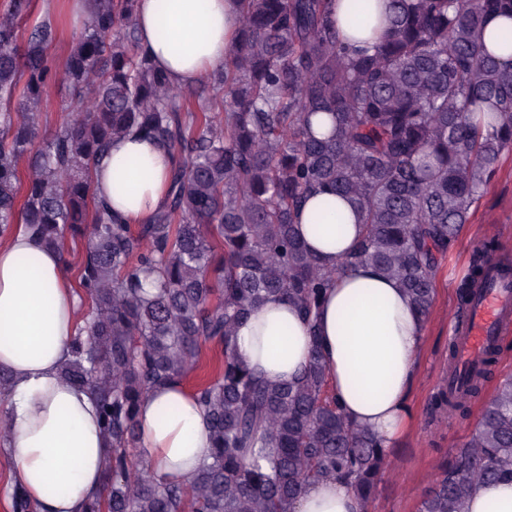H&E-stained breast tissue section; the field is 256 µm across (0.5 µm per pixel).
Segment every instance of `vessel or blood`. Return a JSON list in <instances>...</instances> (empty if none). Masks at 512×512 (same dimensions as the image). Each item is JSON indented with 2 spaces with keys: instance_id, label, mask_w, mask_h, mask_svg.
Here are the masks:
<instances>
[{
  "instance_id": "vessel-or-blood-1",
  "label": "vessel or blood",
  "mask_w": 512,
  "mask_h": 512,
  "mask_svg": "<svg viewBox=\"0 0 512 512\" xmlns=\"http://www.w3.org/2000/svg\"><path fill=\"white\" fill-rule=\"evenodd\" d=\"M512 331V278L490 275L458 333L457 370L467 373L499 336Z\"/></svg>"
}]
</instances>
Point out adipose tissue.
<instances>
[{"label": "adipose tissue", "mask_w": 512, "mask_h": 512, "mask_svg": "<svg viewBox=\"0 0 512 512\" xmlns=\"http://www.w3.org/2000/svg\"><path fill=\"white\" fill-rule=\"evenodd\" d=\"M391 0H336L344 41L379 34ZM370 17L353 20L354 10ZM139 42L175 87L194 88L224 64L237 41V0H137ZM170 149L128 134L93 172V188L126 224L147 223L164 203ZM296 232L328 268L355 249L364 227L350 204L331 195L304 203ZM81 301L65 258L24 229L0 239V371L10 379L7 447L14 478L38 512H81L101 489L106 443L89 390L66 383ZM426 322L398 281L360 264L333 281L316 325L287 300L273 296L237 328L239 359L273 383L299 376L320 346L329 388L347 418L393 447L412 419L409 397L424 352ZM212 439L205 411L185 385L157 386L137 412V448L161 479L187 481L208 456ZM468 512H512V482L481 483ZM293 512H359L350 485L328 478L309 482Z\"/></svg>", "instance_id": "adipose-tissue-1"}]
</instances>
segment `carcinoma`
<instances>
[{"instance_id":"obj_1","label":"carcinoma","mask_w":512,"mask_h":512,"mask_svg":"<svg viewBox=\"0 0 512 512\" xmlns=\"http://www.w3.org/2000/svg\"><path fill=\"white\" fill-rule=\"evenodd\" d=\"M136 0H90L87 23L58 65L50 20L19 33L33 0L0 17V237L24 225L44 245L84 241L76 263L81 325L62 378L89 387L110 448L102 492L82 512H292L311 480L350 483L369 512L387 464L379 440L330 394L318 348L296 381L269 383L242 363L235 328L278 294L315 322L332 281L368 263L397 279L428 318L441 261L504 154L512 151V33L491 48L488 17L512 0H392L387 32L353 47L336 0H238L236 44L199 91L174 88L140 47ZM67 83L55 132L40 136L49 90ZM331 121L328 134L312 118ZM141 132L178 161L147 224H121L94 193L112 140ZM27 163L26 178L20 166ZM345 198L364 225L353 254L324 267L296 231L306 199ZM494 246L477 249L457 292L465 318ZM223 349L194 395L212 448L188 482L134 466L137 409L158 384ZM490 347L466 389L435 412L468 416L498 364ZM512 479V377L496 386L471 438L422 493L418 512H466L473 488ZM13 512H34L16 484Z\"/></svg>"}]
</instances>
